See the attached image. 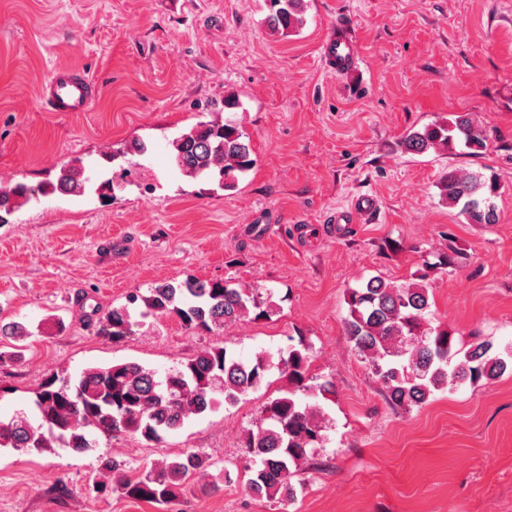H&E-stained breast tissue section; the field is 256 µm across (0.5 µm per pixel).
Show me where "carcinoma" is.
<instances>
[{"label":"carcinoma","instance_id":"1","mask_svg":"<svg viewBox=\"0 0 512 512\" xmlns=\"http://www.w3.org/2000/svg\"><path fill=\"white\" fill-rule=\"evenodd\" d=\"M268 30L286 36L304 25V0H268ZM463 147L479 155L487 149L480 126L468 113H455L419 130L407 131L399 147L408 154L452 151ZM171 149L176 168L192 179L217 177L231 188L255 164L250 139L237 123L199 122L175 137ZM95 188L111 197L118 185L109 178L97 181L81 159L65 166L54 182L35 185L17 181L0 186V224L33 200L55 193H80ZM440 196L459 209L469 224H496L493 197L497 183L479 172L452 169L439 182ZM434 266L448 269L458 264L459 252L448 237V251L436 255ZM142 303L144 314L177 319L187 330L213 332L246 317L269 316V304L254 289L228 281L162 282L147 295H133L129 304L106 313L100 334L114 342L133 334L130 306ZM345 336L352 350L379 382L386 402L410 411L425 405L437 392L470 382H489L512 368V347L501 348L489 338L472 337L457 345L448 329L431 325L430 288L419 281L396 284L372 276L347 292ZM28 335L16 322L0 323V343ZM314 354L298 341L273 356L265 352L244 362L227 346L215 344L180 363L164 376L136 362L112 363L85 369L79 377L53 374L35 392L31 424L21 413L0 420V448L43 453L61 445L76 453L95 447L92 435L110 439L119 434L138 436L155 445L181 428L192 415L214 410L219 404H237L248 392L261 387L272 369L288 382L283 393L266 402L258 420L247 429L243 445L250 462L251 493L270 501L296 494L295 470L323 447L329 419L317 397L335 394L332 381L317 382L311 374ZM210 464L199 452L127 475L126 463L101 460L105 480L93 485L154 504H165L182 494L185 484Z\"/></svg>","mask_w":512,"mask_h":512}]
</instances>
